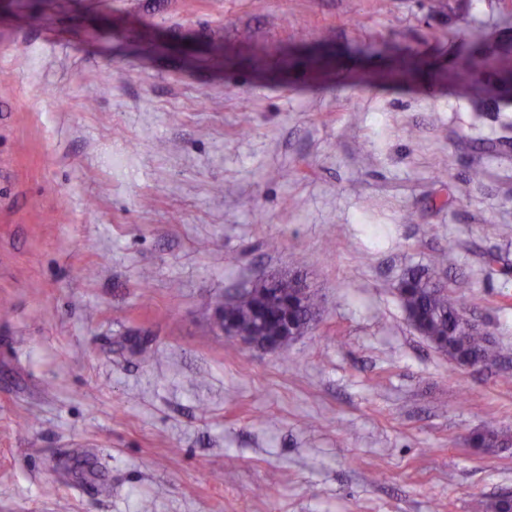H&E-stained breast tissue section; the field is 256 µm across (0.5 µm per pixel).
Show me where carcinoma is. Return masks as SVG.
I'll use <instances>...</instances> for the list:
<instances>
[{
	"label": "carcinoma",
	"instance_id": "cac0c4a2",
	"mask_svg": "<svg viewBox=\"0 0 512 512\" xmlns=\"http://www.w3.org/2000/svg\"><path fill=\"white\" fill-rule=\"evenodd\" d=\"M491 35L480 28L468 33V43L456 51L451 69V84L471 87L492 94L493 98L512 96V48L490 44ZM301 271L283 276L272 288L256 286L236 299L224 317L261 340L278 335V316L288 312V319L305 328L308 317L321 310L315 292L305 301L293 296ZM399 299L411 323L438 350L457 364L472 359L489 364L496 353L484 335L470 331L471 320L448 288L430 278L425 269L409 272L398 286ZM498 433L492 429L477 433L474 447L489 451L498 446Z\"/></svg>",
	"mask_w": 512,
	"mask_h": 512
}]
</instances>
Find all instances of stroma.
<instances>
[{
  "instance_id": "35a3bbf8",
  "label": "stroma",
  "mask_w": 512,
  "mask_h": 512,
  "mask_svg": "<svg viewBox=\"0 0 512 512\" xmlns=\"http://www.w3.org/2000/svg\"><path fill=\"white\" fill-rule=\"evenodd\" d=\"M509 10L0 0V512L512 494V443L472 445L512 434V147L482 144H512V101L448 87L470 28L512 46ZM438 253L497 364L458 367L408 320L398 283ZM296 268L322 304L303 336L215 329L217 301Z\"/></svg>"
}]
</instances>
